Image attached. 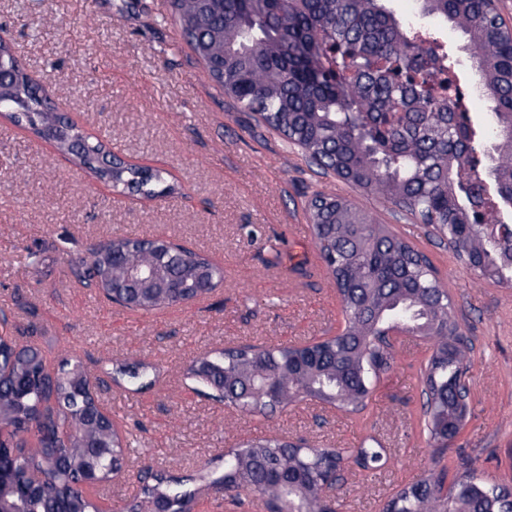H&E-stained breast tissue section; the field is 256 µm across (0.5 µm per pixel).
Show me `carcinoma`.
<instances>
[{
	"instance_id": "1",
	"label": "carcinoma",
	"mask_w": 512,
	"mask_h": 512,
	"mask_svg": "<svg viewBox=\"0 0 512 512\" xmlns=\"http://www.w3.org/2000/svg\"><path fill=\"white\" fill-rule=\"evenodd\" d=\"M388 0H171L173 17L196 57L211 65L212 79L241 108L298 146L352 188L373 190L458 245L457 254L479 274L512 283V224L481 223L498 205L512 206V32L491 0H420L419 17L397 16ZM459 30L476 59L487 96L486 124L471 123L466 102L448 97L452 59L439 37L419 34V19ZM42 89L15 72L0 84V111L27 124L41 139L73 153L95 177L137 194L153 195L161 173L121 162L92 143L74 124L50 110ZM493 140L502 162L488 183L478 153ZM309 221L319 256L329 270L345 317L344 330L320 342L267 348L240 345L195 359L189 372L246 415L285 410L315 400L347 414L365 408L389 368L387 330L399 321L412 336L436 329L422 375L425 429L438 443L440 463L448 425L460 411L455 397L467 356L466 337L451 318L452 299L434 264L371 212L346 197L318 192ZM140 279L126 287L130 273ZM78 276L112 288L123 306L151 311L195 299L223 270L152 239L118 237L95 247ZM0 427L19 436L40 435L33 452L0 446L8 461L0 475V500L13 512H102L100 488L122 471L128 438L111 432L85 391L87 372L67 361L53 386L42 377L39 351L15 336H0ZM387 449L292 446L257 438L222 456L202 487L186 477L145 466L132 474L139 487L125 504L142 512L149 502L167 512H191L203 489L219 493L224 508L262 500L268 512H320V489L341 464L360 470L384 467ZM447 472L435 469L397 490L383 512H512V493L458 476L448 495L434 496Z\"/></svg>"
}]
</instances>
